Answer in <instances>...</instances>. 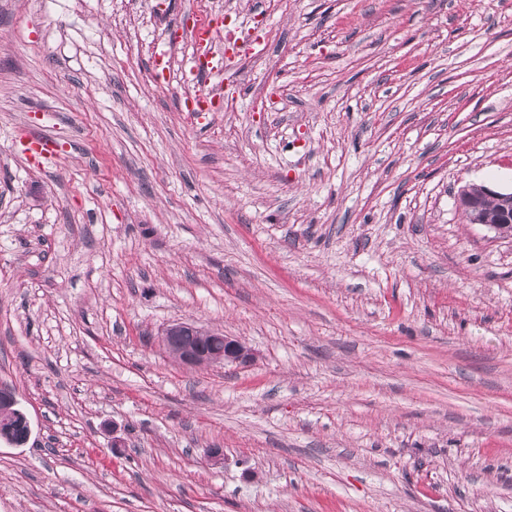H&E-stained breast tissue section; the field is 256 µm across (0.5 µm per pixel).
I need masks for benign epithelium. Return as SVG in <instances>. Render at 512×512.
<instances>
[{
    "mask_svg": "<svg viewBox=\"0 0 512 512\" xmlns=\"http://www.w3.org/2000/svg\"><path fill=\"white\" fill-rule=\"evenodd\" d=\"M458 206L469 224H481L497 232L512 231V191H498L480 186L474 192L469 187L460 189ZM218 339L221 348L203 350L192 344H177L179 338L187 335ZM160 342L167 350L177 349L176 358L184 365L193 367L213 364H236L247 366L255 360L254 352L242 341L220 333L204 331L188 323H175L164 329Z\"/></svg>",
    "mask_w": 512,
    "mask_h": 512,
    "instance_id": "7a95c632",
    "label": "benign epithelium"
}]
</instances>
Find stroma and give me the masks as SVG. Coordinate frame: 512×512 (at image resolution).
Listing matches in <instances>:
<instances>
[{
	"label": "stroma",
	"mask_w": 512,
	"mask_h": 512,
	"mask_svg": "<svg viewBox=\"0 0 512 512\" xmlns=\"http://www.w3.org/2000/svg\"><path fill=\"white\" fill-rule=\"evenodd\" d=\"M217 13L250 50L199 116ZM472 184L512 188V0H0V512H512ZM179 322L255 362L181 365ZM189 36L194 53L186 79L188 91L183 94L182 105L188 112H211L220 94L208 89L207 85L212 76L224 69L225 45L230 34L224 28V20L207 15L190 30Z\"/></svg>",
	"instance_id": "35a3bbf8"
}]
</instances>
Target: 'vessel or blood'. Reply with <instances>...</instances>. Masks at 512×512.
<instances>
[{"instance_id": "obj_1", "label": "vessel or blood", "mask_w": 512, "mask_h": 512, "mask_svg": "<svg viewBox=\"0 0 512 512\" xmlns=\"http://www.w3.org/2000/svg\"><path fill=\"white\" fill-rule=\"evenodd\" d=\"M229 38L223 20L216 17H203L191 29L190 40L194 53L186 79L187 90L182 97V104L187 111H211L213 103L218 100V93L209 89L208 82L224 69L223 47Z\"/></svg>"}]
</instances>
